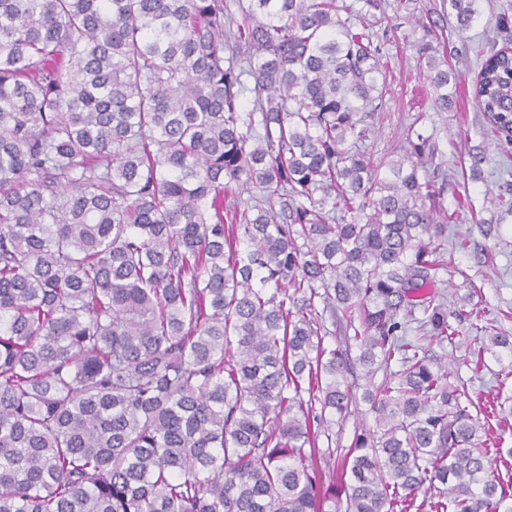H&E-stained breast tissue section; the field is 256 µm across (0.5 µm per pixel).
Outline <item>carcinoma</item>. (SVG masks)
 Here are the masks:
<instances>
[{
	"label": "carcinoma",
	"instance_id": "carcinoma-1",
	"mask_svg": "<svg viewBox=\"0 0 512 512\" xmlns=\"http://www.w3.org/2000/svg\"><path fill=\"white\" fill-rule=\"evenodd\" d=\"M234 2L0 0V512H512L429 357L458 335L437 141L412 125L386 162L362 149L386 78L353 5ZM479 2L448 0L459 29ZM480 61L507 151L512 53ZM251 186L265 202L224 206ZM493 204L487 239L512 182ZM361 402L375 427L332 447Z\"/></svg>",
	"mask_w": 512,
	"mask_h": 512
}]
</instances>
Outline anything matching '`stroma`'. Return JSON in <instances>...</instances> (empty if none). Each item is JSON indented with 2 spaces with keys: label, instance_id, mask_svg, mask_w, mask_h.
<instances>
[{
  "label": "stroma",
  "instance_id": "1",
  "mask_svg": "<svg viewBox=\"0 0 512 512\" xmlns=\"http://www.w3.org/2000/svg\"><path fill=\"white\" fill-rule=\"evenodd\" d=\"M441 3L442 0H380L386 19L375 27L374 42L380 47L389 91L368 148L378 158L392 152L414 121L435 135L440 149L436 162L441 172L452 176L455 189L467 192L472 204L471 210L459 211L452 197L444 199V209L451 214L448 268L439 273L437 290L450 304L468 295L477 307L502 309L497 326L512 336V224L504 225L505 241L499 245L472 229L474 218H491L486 192L506 171H512V162H506L497 149L496 134L471 98H464L448 112L434 107L430 82L417 63L418 50L428 40L429 26L443 27L455 49L449 62L458 70L464 85L472 86L481 47L489 40L505 39L496 28L497 14L500 7L512 6V0H482L480 21L465 31L457 30L454 18L442 13ZM477 145L488 150L483 177L478 181L463 180L460 163ZM459 331L453 343L435 349L434 354L464 382L472 400L471 414L498 439L500 448H512V429L500 431L498 416L488 414L484 407L486 399L498 394L505 399L503 414L512 416V354L487 358L486 368L475 371L473 360L482 342L476 339L470 323L460 325Z\"/></svg>",
  "mask_w": 512,
  "mask_h": 512
}]
</instances>
